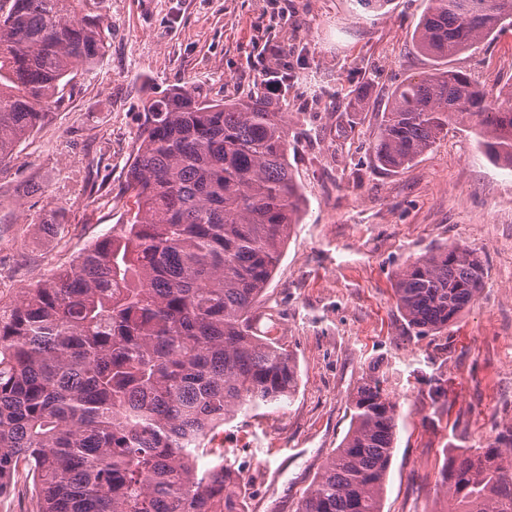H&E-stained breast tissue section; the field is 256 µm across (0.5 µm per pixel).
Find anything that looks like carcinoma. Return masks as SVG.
Segmentation results:
<instances>
[{"label": "carcinoma", "mask_w": 512, "mask_h": 512, "mask_svg": "<svg viewBox=\"0 0 512 512\" xmlns=\"http://www.w3.org/2000/svg\"><path fill=\"white\" fill-rule=\"evenodd\" d=\"M511 19L512 0H429L412 40L437 66L391 90L377 167H409L459 118L512 166V84L491 98L447 67ZM104 52L89 0H0V163ZM271 79L293 76L271 71L221 103L187 86L147 99L125 222L0 304V496L20 480L33 512H245L244 486L208 444L299 385L287 346L254 329L304 205ZM484 284L476 252L451 245L398 271L396 306L416 335L438 333ZM399 408L384 375L361 379L296 512H383ZM440 488L448 512H512V426L443 467Z\"/></svg>", "instance_id": "1"}]
</instances>
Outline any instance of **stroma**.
<instances>
[{"instance_id": "1", "label": "stroma", "mask_w": 512, "mask_h": 512, "mask_svg": "<svg viewBox=\"0 0 512 512\" xmlns=\"http://www.w3.org/2000/svg\"><path fill=\"white\" fill-rule=\"evenodd\" d=\"M427 0H98L106 54L0 167V298L51 276L114 224L144 87L246 93L263 70L325 76L284 96L288 161L305 199L261 299L257 332L280 339L300 374L291 404L237 417L215 447L243 480L248 512H295L344 437L347 397L386 375L401 416L383 512H445L448 452L512 426V168L492 164L469 122L410 167L377 168L370 142L388 92L431 70L411 35ZM449 68L489 89L512 82V24ZM59 212L52 226L45 211ZM450 245L486 268L477 302L448 330L418 336L394 298L396 272Z\"/></svg>"}]
</instances>
